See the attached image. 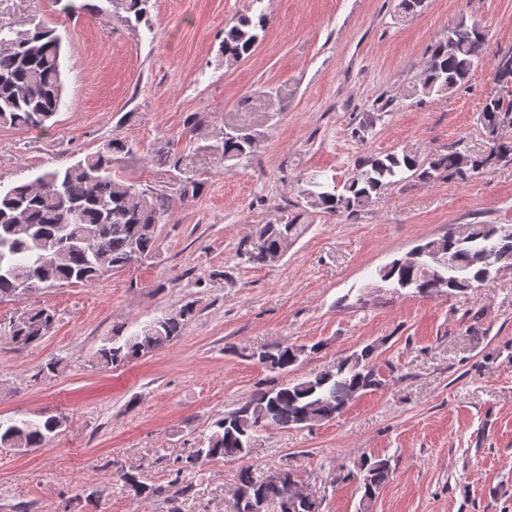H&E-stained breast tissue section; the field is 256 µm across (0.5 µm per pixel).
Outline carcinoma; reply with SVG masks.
Listing matches in <instances>:
<instances>
[{
	"label": "carcinoma",
	"mask_w": 512,
	"mask_h": 512,
	"mask_svg": "<svg viewBox=\"0 0 512 512\" xmlns=\"http://www.w3.org/2000/svg\"><path fill=\"white\" fill-rule=\"evenodd\" d=\"M126 20H140L147 0H120ZM256 6L224 29L221 53L231 66L249 55L259 32L269 24L268 15ZM451 39L437 42L429 64L406 97L421 100L451 94L462 87L484 60L485 33L464 20L450 28ZM61 41L54 30L38 23L29 28L0 29V126L41 127L54 117L62 101ZM495 80L501 90L512 86V52L495 60ZM483 135L498 126L512 127V98L489 97L479 118ZM254 134L232 128L224 136V159L252 152ZM131 144L114 137L98 152L65 168L46 171L33 181L0 190V301L16 300L29 292L63 284H91L107 270H121L149 258L156 245L158 225L166 223L168 204L163 194L140 189L112 174V155L130 153ZM512 164V141L485 142V150L450 149L434 155L424 165L408 151L360 160L341 185L309 180L301 196L307 205L332 216H350L367 204L384 186L416 178L431 182L444 175L460 182L488 166ZM301 215L263 224L256 242L239 256L253 265H264L284 253L307 231ZM449 251L455 275L434 255ZM498 268L512 269V227L500 224H450L445 234L414 247L404 257L379 268L375 277L397 290L419 295H452L474 291ZM195 315L184 306L174 317L162 315L126 335L118 328L101 341L94 354L103 367H117L162 347L182 335ZM55 322L49 308L24 311L9 323L7 339L19 347L47 336ZM303 347L282 345L261 350L251 358L273 372L287 374ZM380 385L374 348L336 360L312 378L283 380L257 391L243 406L224 413L214 429L180 461L176 474L209 461L241 459L250 453L256 434L267 427L303 428L329 421L341 414L357 394ZM64 424L61 416L42 420H0L1 448H43ZM354 478L362 492L360 509L367 510L392 468L387 458L362 456L354 464ZM296 475L256 479L248 468L237 475V492L262 501L268 512H322L323 498L312 494L290 503L288 484ZM121 481L137 498H150L159 488L141 474L124 472Z\"/></svg>",
	"instance_id": "cac0c4a2"
}]
</instances>
